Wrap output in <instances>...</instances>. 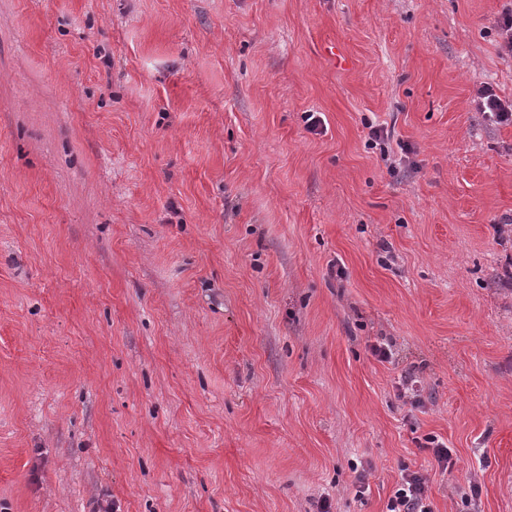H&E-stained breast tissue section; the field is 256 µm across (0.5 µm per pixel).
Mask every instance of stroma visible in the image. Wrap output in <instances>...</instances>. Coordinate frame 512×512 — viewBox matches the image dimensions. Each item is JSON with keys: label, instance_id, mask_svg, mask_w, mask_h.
Segmentation results:
<instances>
[{"label": "stroma", "instance_id": "1", "mask_svg": "<svg viewBox=\"0 0 512 512\" xmlns=\"http://www.w3.org/2000/svg\"><path fill=\"white\" fill-rule=\"evenodd\" d=\"M509 4L0 0V512H512ZM494 27L500 37V51L502 55L512 57V8L505 9L495 19ZM477 107L496 124L512 123V99L501 98L494 87L483 83L477 89ZM386 512H432L427 478L420 472L404 468L388 499Z\"/></svg>", "mask_w": 512, "mask_h": 512}]
</instances>
